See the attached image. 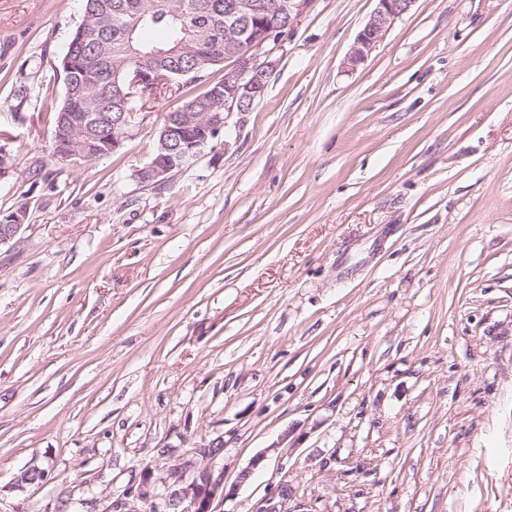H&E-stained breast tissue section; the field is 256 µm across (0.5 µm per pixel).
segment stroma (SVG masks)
Returning a JSON list of instances; mask_svg holds the SVG:
<instances>
[{
    "label": "stroma",
    "mask_w": 512,
    "mask_h": 512,
    "mask_svg": "<svg viewBox=\"0 0 512 512\" xmlns=\"http://www.w3.org/2000/svg\"><path fill=\"white\" fill-rule=\"evenodd\" d=\"M82 5L0 0V512H105L219 437L226 512L284 476L309 512H512V0H416L353 70L374 0H310L159 190L164 96L49 154Z\"/></svg>",
    "instance_id": "35a3bbf8"
}]
</instances>
